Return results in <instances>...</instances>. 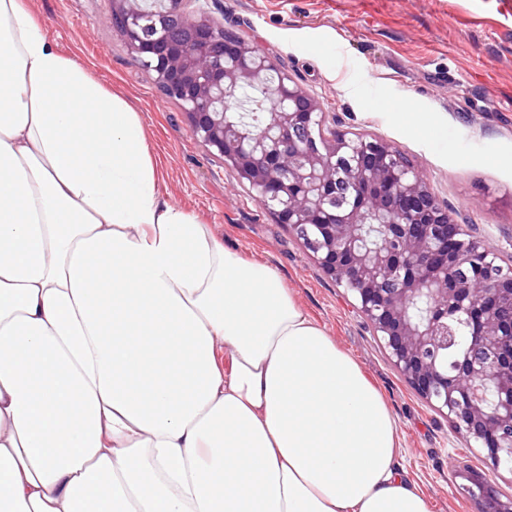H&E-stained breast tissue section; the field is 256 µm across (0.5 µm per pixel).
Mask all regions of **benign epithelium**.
<instances>
[{"label":"benign epithelium","instance_id":"obj_1","mask_svg":"<svg viewBox=\"0 0 512 512\" xmlns=\"http://www.w3.org/2000/svg\"><path fill=\"white\" fill-rule=\"evenodd\" d=\"M191 2L108 0V21L195 139L352 292L410 386L493 470L512 472V265L392 144L325 134L317 96ZM238 88L270 89L283 103L250 135L228 117ZM369 214L385 219L382 246L364 242ZM468 493L512 512L478 473Z\"/></svg>","mask_w":512,"mask_h":512}]
</instances>
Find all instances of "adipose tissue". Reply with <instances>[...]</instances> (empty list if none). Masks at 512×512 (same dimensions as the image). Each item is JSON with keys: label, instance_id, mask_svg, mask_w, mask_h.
Returning <instances> with one entry per match:
<instances>
[{"label": "adipose tissue", "instance_id": "adipose-tissue-1", "mask_svg": "<svg viewBox=\"0 0 512 512\" xmlns=\"http://www.w3.org/2000/svg\"><path fill=\"white\" fill-rule=\"evenodd\" d=\"M272 267L160 186L135 108L0 0V512H430Z\"/></svg>", "mask_w": 512, "mask_h": 512}]
</instances>
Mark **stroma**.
<instances>
[{"instance_id": "35a3bbf8", "label": "stroma", "mask_w": 512, "mask_h": 512, "mask_svg": "<svg viewBox=\"0 0 512 512\" xmlns=\"http://www.w3.org/2000/svg\"><path fill=\"white\" fill-rule=\"evenodd\" d=\"M38 22L139 113L173 200L225 247L275 268L298 304L361 365L398 425V462L431 512H482L469 472L512 499V473L406 382L355 306L286 225L196 140L113 30L107 0H25ZM322 101L326 129L393 144L449 209L512 263V0H197ZM458 460L460 471L449 468Z\"/></svg>"}]
</instances>
